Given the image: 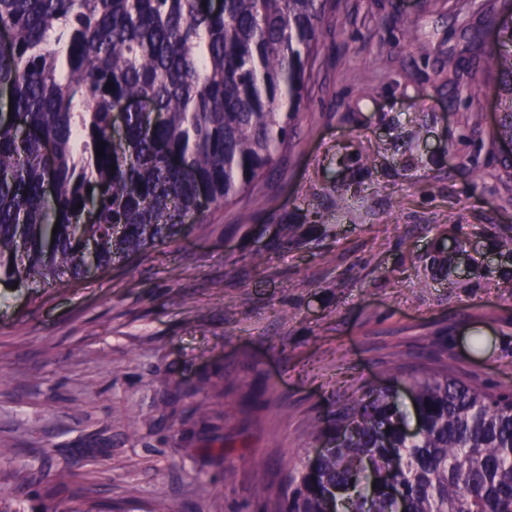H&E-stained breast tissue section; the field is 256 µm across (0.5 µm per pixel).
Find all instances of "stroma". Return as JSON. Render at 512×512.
<instances>
[{
  "instance_id": "35a3bbf8",
  "label": "stroma",
  "mask_w": 512,
  "mask_h": 512,
  "mask_svg": "<svg viewBox=\"0 0 512 512\" xmlns=\"http://www.w3.org/2000/svg\"><path fill=\"white\" fill-rule=\"evenodd\" d=\"M500 16L337 0L290 144L249 192L81 278L0 283V471L31 467L40 492L68 465L115 512H267L314 421L370 387L427 364L512 390L498 100L477 67L446 83L460 31Z\"/></svg>"
}]
</instances>
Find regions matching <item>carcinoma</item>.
Wrapping results in <instances>:
<instances>
[{"label": "carcinoma", "instance_id": "1", "mask_svg": "<svg viewBox=\"0 0 512 512\" xmlns=\"http://www.w3.org/2000/svg\"><path fill=\"white\" fill-rule=\"evenodd\" d=\"M208 2L0 0L1 281L78 277L170 242L288 148L334 0ZM479 60L502 112L494 136L512 142V26ZM404 382L416 436L391 386L366 390L314 426L342 436L319 478L296 470L267 512H326L333 498L341 512H512V390L436 369ZM31 479L0 476V512H100L67 467L27 510L14 492Z\"/></svg>", "mask_w": 512, "mask_h": 512}]
</instances>
